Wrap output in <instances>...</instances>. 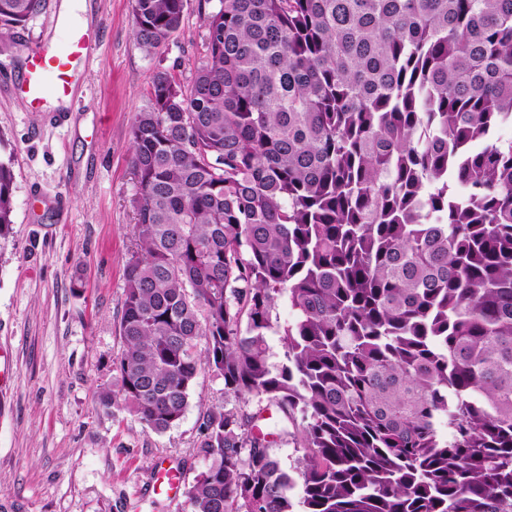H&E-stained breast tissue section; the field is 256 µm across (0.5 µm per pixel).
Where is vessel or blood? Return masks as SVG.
<instances>
[{"label":"vessel or blood","mask_w":512,"mask_h":512,"mask_svg":"<svg viewBox=\"0 0 512 512\" xmlns=\"http://www.w3.org/2000/svg\"><path fill=\"white\" fill-rule=\"evenodd\" d=\"M95 50V41L81 27L68 29L64 48L36 45L19 79L22 92L34 103L49 95L58 99L69 96Z\"/></svg>","instance_id":"vessel-or-blood-1"}]
</instances>
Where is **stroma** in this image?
Here are the masks:
<instances>
[{"instance_id": "obj_1", "label": "stroma", "mask_w": 512, "mask_h": 512, "mask_svg": "<svg viewBox=\"0 0 512 512\" xmlns=\"http://www.w3.org/2000/svg\"><path fill=\"white\" fill-rule=\"evenodd\" d=\"M60 0H40L25 26L0 29V158L15 177L12 230L0 241V512H190L184 492L149 494L157 460L183 484L209 463L201 452L210 406L254 415L283 470L300 454L267 401L226 398L201 375L182 421L155 433L129 411L104 413L100 391L118 379L124 269L133 249L130 125L148 104L155 57L135 48L131 0H84L73 24L98 48L67 106L30 103L12 87L29 49L64 44ZM199 0H188L177 37L164 48L181 81L203 54Z\"/></svg>"}]
</instances>
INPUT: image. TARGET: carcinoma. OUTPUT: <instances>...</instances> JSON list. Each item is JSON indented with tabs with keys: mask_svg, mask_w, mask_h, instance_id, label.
Returning a JSON list of instances; mask_svg holds the SVG:
<instances>
[{
	"mask_svg": "<svg viewBox=\"0 0 512 512\" xmlns=\"http://www.w3.org/2000/svg\"><path fill=\"white\" fill-rule=\"evenodd\" d=\"M186 6L132 0L158 61L101 407L162 433L210 373L299 423L290 473L209 407L190 512H512V0H217L184 83ZM13 193L0 160V239ZM203 29L199 15V0H188L184 22L177 37L162 51L164 64L171 67L173 63H180L174 73L182 81L191 78L193 63L203 54Z\"/></svg>",
	"mask_w": 512,
	"mask_h": 512,
	"instance_id": "obj_1",
	"label": "carcinoma"
}]
</instances>
